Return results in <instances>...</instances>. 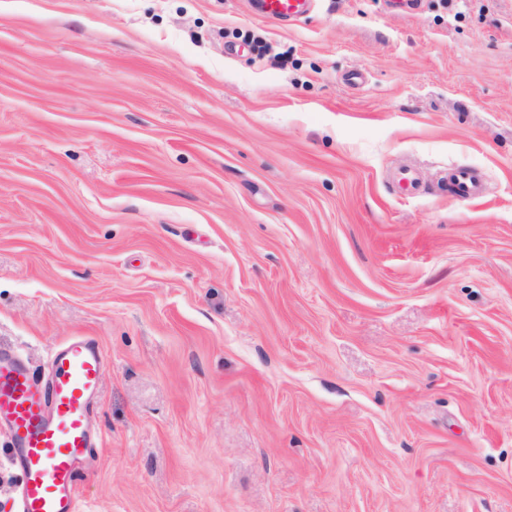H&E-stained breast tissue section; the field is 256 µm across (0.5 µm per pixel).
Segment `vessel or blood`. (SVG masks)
Returning <instances> with one entry per match:
<instances>
[{
    "mask_svg": "<svg viewBox=\"0 0 512 512\" xmlns=\"http://www.w3.org/2000/svg\"><path fill=\"white\" fill-rule=\"evenodd\" d=\"M256 3L258 16L275 23L298 21L311 8V0ZM451 182L461 199L482 195L472 169H456ZM105 362L92 336H74L53 349L44 378L0 350V422L9 428L12 459L22 474L18 512H76L79 473L98 445L92 419Z\"/></svg>",
    "mask_w": 512,
    "mask_h": 512,
    "instance_id": "b4317fda",
    "label": "vessel or blood"
}]
</instances>
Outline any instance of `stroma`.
<instances>
[{"mask_svg":"<svg viewBox=\"0 0 512 512\" xmlns=\"http://www.w3.org/2000/svg\"><path fill=\"white\" fill-rule=\"evenodd\" d=\"M248 2L0 0V347L106 355L78 512H512V0ZM257 15L265 20L283 23L295 22L311 8L310 0H255ZM454 193L464 200L481 197L482 183L478 174L469 168H458L451 175Z\"/></svg>","mask_w":512,"mask_h":512,"instance_id":"1","label":"stroma"}]
</instances>
